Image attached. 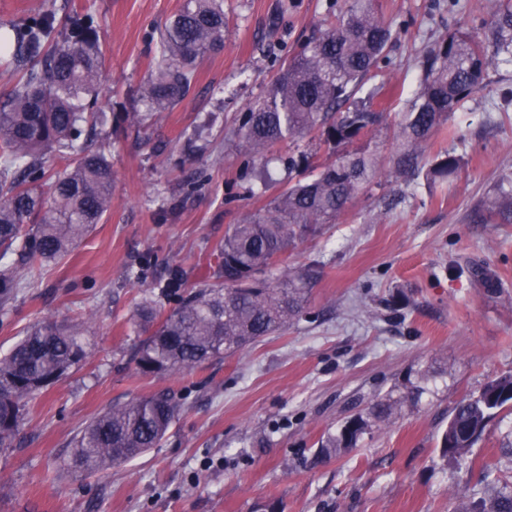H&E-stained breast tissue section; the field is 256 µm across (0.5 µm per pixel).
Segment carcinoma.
Returning <instances> with one entry per match:
<instances>
[{
    "mask_svg": "<svg viewBox=\"0 0 512 512\" xmlns=\"http://www.w3.org/2000/svg\"><path fill=\"white\" fill-rule=\"evenodd\" d=\"M319 35L280 60L267 92L252 101L225 133L243 158L244 177L265 181L267 155L287 142L288 187L262 207L243 213L224 233L217 250L214 284L191 288L163 314L147 300L135 318L142 336L134 346L143 376L181 375L206 361L233 355L263 336L283 331L306 314V293L319 274L309 263L284 264L288 252L335 224L380 169L367 137L382 119L376 92L366 81L386 59L391 24L377 0H344ZM482 33L463 26L437 39L423 54L422 75L409 108L396 124L393 173L410 180L421 166V148L473 92L486 86V70L500 56L512 57V0H496L481 19ZM224 0H183L168 25L151 38V72L142 91L148 112L178 104L206 54L224 44ZM104 53L92 14L76 13L57 28L51 9L13 26L0 41V66L19 74L0 104V258L15 256L0 271V308L17 288H34L48 262L67 256L99 223L112 203V163L79 144L105 121L98 107ZM338 151L318 164L301 148L310 135ZM65 161L56 178L43 182L47 156ZM462 166L446 151L426 169L431 184L443 183ZM486 223H512L503 205L475 210ZM81 326L34 323L15 348L0 357V448H8L25 420L28 401L62 379L86 358ZM419 387L403 396H378L321 444L314 462L357 448L372 426L415 406ZM182 410L169 392L112 404L75 436L70 465L97 471L135 459L158 446ZM512 411V374L488 380L451 411L440 438L442 456L466 457L488 423ZM481 496L461 495L454 512H512V476L483 472Z\"/></svg>",
    "mask_w": 512,
    "mask_h": 512,
    "instance_id": "1",
    "label": "carcinoma"
}]
</instances>
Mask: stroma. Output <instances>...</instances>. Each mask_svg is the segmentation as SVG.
Segmentation results:
<instances>
[{
  "instance_id": "obj_1",
  "label": "stroma",
  "mask_w": 512,
  "mask_h": 512,
  "mask_svg": "<svg viewBox=\"0 0 512 512\" xmlns=\"http://www.w3.org/2000/svg\"><path fill=\"white\" fill-rule=\"evenodd\" d=\"M343 0H224V45L207 55L174 107L134 120L153 46L181 0H0L10 24L50 6L58 20L95 15L105 54L99 104L114 172L112 207L65 258L0 310V356L39 320L84 321L86 358L29 400L0 449V512H452L471 471L505 468L512 414L489 422L463 460L439 439L455 402L512 374V223L472 212L512 172V62L452 114L424 158L454 151L448 183L380 169L339 223L290 252L317 262L310 319L185 376H142L133 316L180 271L207 282L228 224L261 207L224 132L273 81L274 56L297 52ZM393 22L391 62L368 80L386 115L371 140L392 149L394 123L434 40L487 16L493 0H379ZM480 268L485 279L472 276ZM426 371L417 408L365 434L346 455L313 463L321 440L376 396ZM161 390L182 411L159 447L92 474L69 465L73 437L112 403Z\"/></svg>"
}]
</instances>
